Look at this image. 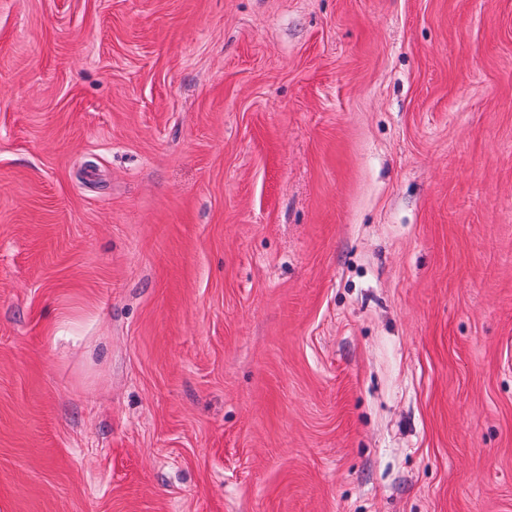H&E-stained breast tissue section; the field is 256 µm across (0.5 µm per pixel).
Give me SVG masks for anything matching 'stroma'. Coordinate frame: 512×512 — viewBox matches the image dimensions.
Returning a JSON list of instances; mask_svg holds the SVG:
<instances>
[{"instance_id":"1","label":"stroma","mask_w":512,"mask_h":512,"mask_svg":"<svg viewBox=\"0 0 512 512\" xmlns=\"http://www.w3.org/2000/svg\"><path fill=\"white\" fill-rule=\"evenodd\" d=\"M0 512H512V0H0Z\"/></svg>"}]
</instances>
